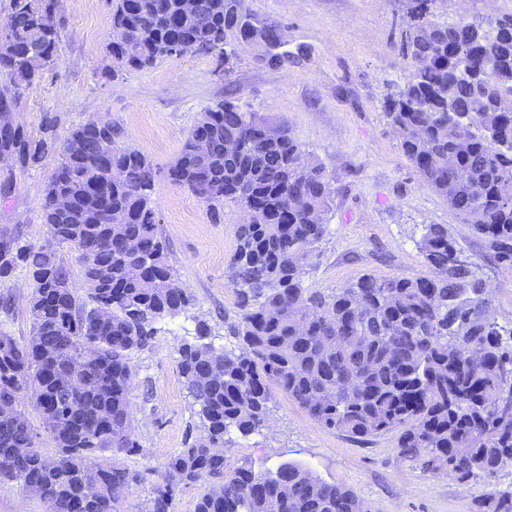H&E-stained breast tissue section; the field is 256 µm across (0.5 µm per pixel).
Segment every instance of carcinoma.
<instances>
[{"mask_svg":"<svg viewBox=\"0 0 512 512\" xmlns=\"http://www.w3.org/2000/svg\"><path fill=\"white\" fill-rule=\"evenodd\" d=\"M112 71H143L189 51L228 61L233 42L280 45L278 26L247 0H110ZM409 71L387 99L386 117L419 179L484 238L512 270V14L440 19L436 0H397ZM0 35V101L18 110L19 90L53 70L66 27L58 0H10ZM231 101L206 108L184 139L167 179L200 201L247 212L238 225L228 279L238 295L229 335L243 347L219 352L185 344L178 369L206 421V435L170 457L149 512H171L176 484H201L194 512H370L352 490L284 463L256 474L227 470L224 436H247L284 393L322 425L353 435L394 429L402 453L465 483L489 482L512 465V328L492 319L486 284L457 253L443 224L418 241L430 275H364L332 293L302 286L304 264L325 234L333 193L283 126ZM112 122L89 119L59 138L51 121L31 137L21 123L0 133V155L21 171L51 154L59 161L42 205L52 242L0 238V279L24 267L32 281L31 334L0 331V406L29 395L48 424L55 454L16 410L0 413V482L55 512H121L138 475L118 464L136 451L129 398L131 353L145 350L154 323L185 310L151 193L160 171ZM120 176L111 180L107 169ZM68 197L61 210L58 197ZM123 216L107 224L109 213ZM76 254L86 295L57 256ZM28 452L19 453L17 449ZM478 512H512V488L478 502Z\"/></svg>","mask_w":512,"mask_h":512,"instance_id":"carcinoma-1","label":"carcinoma"}]
</instances>
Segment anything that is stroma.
I'll return each instance as SVG.
<instances>
[{"mask_svg":"<svg viewBox=\"0 0 512 512\" xmlns=\"http://www.w3.org/2000/svg\"><path fill=\"white\" fill-rule=\"evenodd\" d=\"M248 5L277 23L285 56L281 66L260 62L258 47L240 46L226 64L189 52L113 81L104 76L112 67L107 0H59L67 35L58 62L23 90L15 117L35 138L48 117L60 136L89 119L110 120L163 172L206 107L231 100L270 116L287 125L309 163L322 168L334 188L327 231L305 265L303 287L328 293L365 274H425L417 243L426 225L443 224L486 283L491 316L511 327L512 271L420 182L385 116V96L407 70L395 48L403 23L394 0H248ZM56 162L51 156L37 168L12 174L0 166V179L13 177L8 197L0 198V236L49 243L41 204ZM152 199L169 262L192 302L179 316L158 321L152 347L131 355L139 449L119 462L140 479L126 489L123 512H148L167 460L205 433L178 370L179 350L196 342L198 321L210 326L207 341L215 349L239 347L225 334L224 320L237 312L228 264L242 212L228 203L207 205L163 175ZM31 291L24 268L0 280V297L12 303L9 311L0 310V331L29 337ZM397 437L392 431L360 439L326 428L279 393L258 430L227 434L225 458L229 468L246 465L257 473L299 463L352 489L370 512H475L478 500L512 486L510 465L488 483H461L426 470L401 454Z\"/></svg>","mask_w":512,"mask_h":512,"instance_id":"stroma-1","label":"stroma"}]
</instances>
